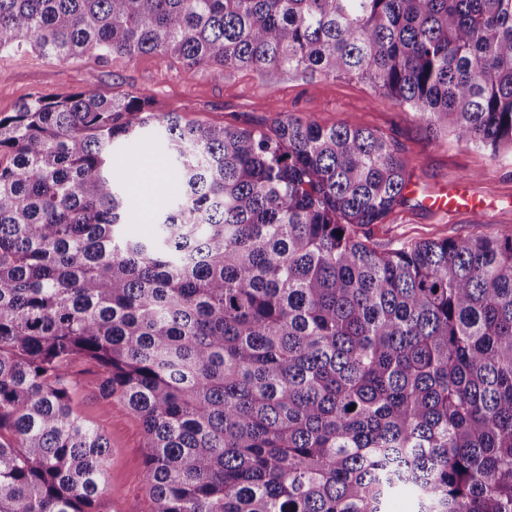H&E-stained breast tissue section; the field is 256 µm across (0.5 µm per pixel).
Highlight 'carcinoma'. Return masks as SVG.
<instances>
[{
    "instance_id": "cac0c4a2",
    "label": "carcinoma",
    "mask_w": 512,
    "mask_h": 512,
    "mask_svg": "<svg viewBox=\"0 0 512 512\" xmlns=\"http://www.w3.org/2000/svg\"><path fill=\"white\" fill-rule=\"evenodd\" d=\"M28 48L356 78L512 154V0H0ZM154 105L0 115V512H99L78 361L142 424L151 512H512V226L379 247L410 182L382 133ZM155 131L178 201L141 240L113 150Z\"/></svg>"
}]
</instances>
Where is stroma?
Wrapping results in <instances>:
<instances>
[{
    "mask_svg": "<svg viewBox=\"0 0 512 512\" xmlns=\"http://www.w3.org/2000/svg\"><path fill=\"white\" fill-rule=\"evenodd\" d=\"M150 90L160 112H179L190 121L259 127L288 112L331 127L340 121L383 133L411 164L412 180L431 193L467 187L474 211L444 214L424 208L416 199L382 224L363 228L371 242L395 239L419 242L459 235H483L512 225V157L492 161L480 150L453 139H434L416 114L379 96L366 83L345 77H309L280 73L262 75L248 69L190 70L161 55L93 56L59 62L34 51L0 53V114L8 115L25 101L87 91L120 95ZM115 167L126 186L141 183L147 156L163 158L159 135L117 147ZM73 399L79 413L108 439L109 458L103 512H150L143 479L144 434L140 422L121 404L101 398L95 385L99 368L89 362L71 368Z\"/></svg>",
    "mask_w": 512,
    "mask_h": 512,
    "instance_id": "1",
    "label": "stroma"
}]
</instances>
